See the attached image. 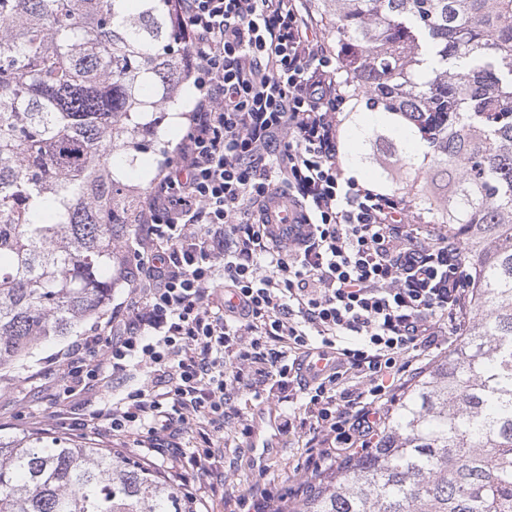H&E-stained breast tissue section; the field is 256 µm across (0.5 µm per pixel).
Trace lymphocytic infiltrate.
I'll use <instances>...</instances> for the list:
<instances>
[{
	"mask_svg": "<svg viewBox=\"0 0 512 512\" xmlns=\"http://www.w3.org/2000/svg\"><path fill=\"white\" fill-rule=\"evenodd\" d=\"M199 92L186 130L137 215L128 299L58 358L60 398L102 393L145 368L140 388L83 426L173 469L175 436L252 426L234 402L286 395L280 430L305 438L312 472L370 448L433 350L467 329L461 245L419 224L407 197L351 175L350 96L309 0H169ZM305 231L262 222L273 194ZM235 303H227V296ZM335 371L303 381L305 356Z\"/></svg>",
	"mask_w": 512,
	"mask_h": 512,
	"instance_id": "f902f5d3",
	"label": "lymphocytic infiltrate"
}]
</instances>
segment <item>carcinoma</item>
Masks as SVG:
<instances>
[{
  "label": "carcinoma",
  "instance_id": "carcinoma-1",
  "mask_svg": "<svg viewBox=\"0 0 512 512\" xmlns=\"http://www.w3.org/2000/svg\"><path fill=\"white\" fill-rule=\"evenodd\" d=\"M351 159L462 243L466 335L374 448L289 512H512V0H313ZM168 0H0V384L103 316L139 191L112 170L179 96ZM369 116H360V110ZM0 512H194L110 448L0 439Z\"/></svg>",
  "mask_w": 512,
  "mask_h": 512
}]
</instances>
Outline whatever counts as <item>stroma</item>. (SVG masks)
Listing matches in <instances>:
<instances>
[{
  "label": "stroma",
  "mask_w": 512,
  "mask_h": 512,
  "mask_svg": "<svg viewBox=\"0 0 512 512\" xmlns=\"http://www.w3.org/2000/svg\"><path fill=\"white\" fill-rule=\"evenodd\" d=\"M197 92L185 85L176 104V112L163 116L157 132L144 134L135 154L134 165L124 167L120 175L132 186L150 191L155 185L163 149L176 142L186 125L185 115L193 107ZM145 379L142 371L108 380L112 396L97 397L80 394L59 399L51 386L27 383L18 378L0 386V436L9 438L28 434L48 437L63 436L76 441L95 440L97 446H107V439H93L91 433L74 429L75 420L89 417L107 408L113 396H121L140 386ZM215 450L222 457L216 469L203 471L191 460H184L177 482L181 491L202 500L205 512H225L224 503L235 499L239 492L265 488H287L305 475L304 439L295 432H278L274 448L251 449L248 446L226 447L216 442Z\"/></svg>",
  "instance_id": "1"
}]
</instances>
